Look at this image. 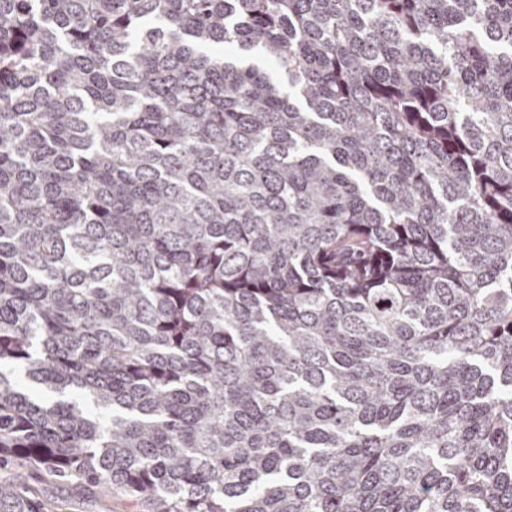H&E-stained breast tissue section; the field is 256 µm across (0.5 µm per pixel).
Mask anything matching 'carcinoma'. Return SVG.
<instances>
[{
    "label": "carcinoma",
    "instance_id": "obj_1",
    "mask_svg": "<svg viewBox=\"0 0 512 512\" xmlns=\"http://www.w3.org/2000/svg\"><path fill=\"white\" fill-rule=\"evenodd\" d=\"M136 512H512V0H0V467ZM0 512H68L0 483Z\"/></svg>",
    "mask_w": 512,
    "mask_h": 512
}]
</instances>
